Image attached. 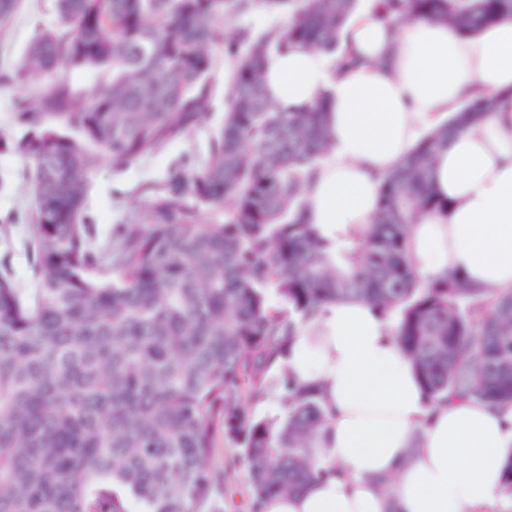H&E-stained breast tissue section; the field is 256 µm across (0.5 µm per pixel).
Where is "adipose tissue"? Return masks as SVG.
<instances>
[{
	"label": "adipose tissue",
	"mask_w": 512,
	"mask_h": 512,
	"mask_svg": "<svg viewBox=\"0 0 512 512\" xmlns=\"http://www.w3.org/2000/svg\"><path fill=\"white\" fill-rule=\"evenodd\" d=\"M347 36L366 65L339 71L326 54L297 46L266 66L268 96L282 108L332 93V148L308 189L312 223L329 240L366 228L382 176L478 87L501 102L437 155L433 188L448 212L418 218L407 249L423 274L461 273L487 296L512 290V20L463 37L441 23L394 25L368 11ZM288 363L318 387L331 413L329 463L343 473L274 497L263 512H385L390 498L399 512H494L512 408L428 406L390 326L358 301L329 307L302 329Z\"/></svg>",
	"instance_id": "1"
}]
</instances>
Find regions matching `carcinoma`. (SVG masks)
Returning <instances> with one entry per match:
<instances>
[{
	"instance_id": "carcinoma-1",
	"label": "carcinoma",
	"mask_w": 512,
	"mask_h": 512,
	"mask_svg": "<svg viewBox=\"0 0 512 512\" xmlns=\"http://www.w3.org/2000/svg\"><path fill=\"white\" fill-rule=\"evenodd\" d=\"M288 15L265 31L227 21L253 2ZM358 0H54L56 26L29 42L11 81L52 72L45 96L18 100L24 130L0 149L32 169L33 287L0 269V512H200L224 487L215 427L242 449L251 512L327 474L329 414L287 358L331 305L368 304L391 324L429 405L512 407V291L488 297L464 276L420 275L407 236L445 214L432 162L495 111L475 97L431 128L381 183L373 223L347 242L311 223L306 189L330 146L322 101L287 112L268 98L267 60L294 46L361 59L343 40ZM22 0H0V26ZM393 23L422 17L471 36L512 20V0H379ZM235 60L208 156L170 171L144 222L99 242L86 174L125 168L186 137L212 108V48ZM73 72L96 77L88 94ZM224 209L203 224L200 207ZM275 294L280 305L273 306ZM279 392L283 414L253 404ZM512 500V450L501 478Z\"/></svg>"
}]
</instances>
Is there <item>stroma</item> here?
I'll use <instances>...</instances> for the list:
<instances>
[{
	"label": "stroma",
	"instance_id": "stroma-1",
	"mask_svg": "<svg viewBox=\"0 0 512 512\" xmlns=\"http://www.w3.org/2000/svg\"><path fill=\"white\" fill-rule=\"evenodd\" d=\"M55 22L52 0H24L10 24L0 28V75L12 72L36 29ZM215 66L212 111L208 119L187 137L170 142L152 155L123 168L99 161L87 174V214L98 241H106L113 225L128 224L142 216L148 186L163 182L176 166L206 159L211 140L224 120V53L214 49ZM50 85L47 76H34L25 85L0 82V136L21 134L13 122L17 99L39 97ZM26 162L0 152V261H8L21 287L32 283L27 222L34 207L32 190L26 180ZM212 463L224 473V492L205 504L201 512H249L250 477L241 451L224 439H217Z\"/></svg>",
	"mask_w": 512,
	"mask_h": 512
}]
</instances>
